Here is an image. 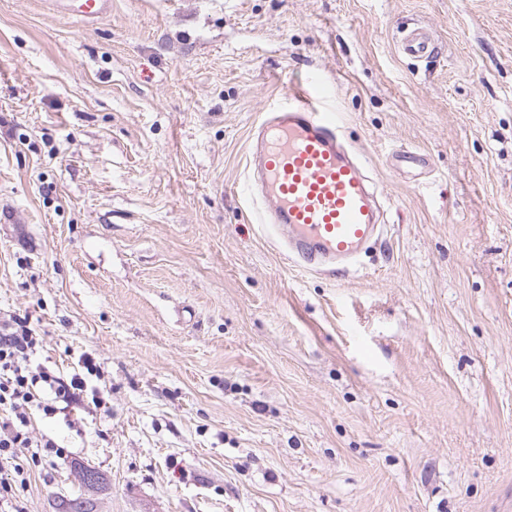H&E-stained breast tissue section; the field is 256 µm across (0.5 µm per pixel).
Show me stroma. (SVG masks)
<instances>
[{
  "mask_svg": "<svg viewBox=\"0 0 512 512\" xmlns=\"http://www.w3.org/2000/svg\"><path fill=\"white\" fill-rule=\"evenodd\" d=\"M312 73L384 209L347 272L297 264L245 191ZM10 316L87 390L32 412L64 453L0 512H512V0H0ZM56 12L76 17L82 22L98 20L108 14L112 0H51ZM399 48L404 55L419 59L431 54L433 42L426 29L415 27L404 33Z\"/></svg>",
  "mask_w": 512,
  "mask_h": 512,
  "instance_id": "1",
  "label": "stroma"
}]
</instances>
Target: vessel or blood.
<instances>
[{
	"label": "vessel or blood",
	"instance_id": "vessel-or-blood-1",
	"mask_svg": "<svg viewBox=\"0 0 512 512\" xmlns=\"http://www.w3.org/2000/svg\"><path fill=\"white\" fill-rule=\"evenodd\" d=\"M51 3L56 12L83 22L102 18L112 7V0ZM400 50L412 58L429 56V32L421 27L406 31ZM333 100L314 80L292 90L259 126L249 148L269 204L267 223L286 229L290 250L313 271L352 264L379 228L368 178L341 139Z\"/></svg>",
	"mask_w": 512,
	"mask_h": 512
}]
</instances>
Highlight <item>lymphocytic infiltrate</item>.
Segmentation results:
<instances>
[{
    "label": "lymphocytic infiltrate",
    "mask_w": 512,
    "mask_h": 512,
    "mask_svg": "<svg viewBox=\"0 0 512 512\" xmlns=\"http://www.w3.org/2000/svg\"><path fill=\"white\" fill-rule=\"evenodd\" d=\"M38 339L18 319L0 324V407L8 410L7 419L0 421V457H27L38 462L42 453H51L55 445L49 440L30 436L27 427L29 412L38 408L46 413L57 412L59 406H71L82 395L85 381L72 377L63 381L47 369L32 370L31 357ZM49 390L47 398H38L37 383Z\"/></svg>",
    "instance_id": "obj_1"
}]
</instances>
